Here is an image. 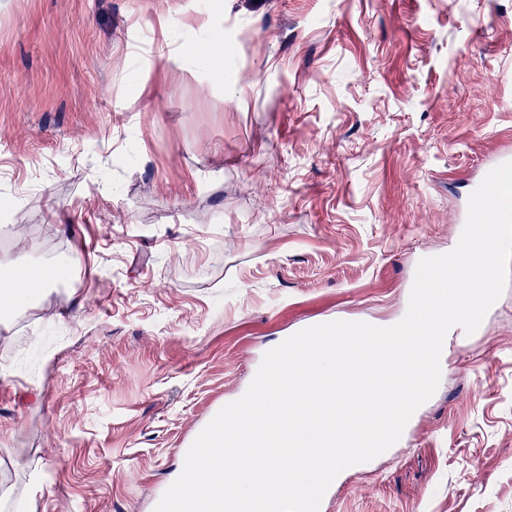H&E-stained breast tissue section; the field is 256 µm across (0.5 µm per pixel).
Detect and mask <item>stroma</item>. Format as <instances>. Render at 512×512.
I'll return each instance as SVG.
<instances>
[{"mask_svg": "<svg viewBox=\"0 0 512 512\" xmlns=\"http://www.w3.org/2000/svg\"><path fill=\"white\" fill-rule=\"evenodd\" d=\"M509 142L512 0H0V262L69 278L0 317V512H154L283 337L404 316ZM323 512H512V283Z\"/></svg>", "mask_w": 512, "mask_h": 512, "instance_id": "1", "label": "stroma"}]
</instances>
